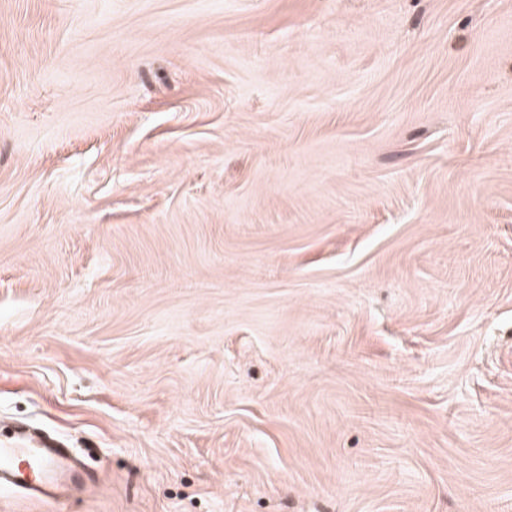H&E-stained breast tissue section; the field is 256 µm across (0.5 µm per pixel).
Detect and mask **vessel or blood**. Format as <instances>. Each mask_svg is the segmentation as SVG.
Segmentation results:
<instances>
[{
  "instance_id": "b4317fda",
  "label": "vessel or blood",
  "mask_w": 512,
  "mask_h": 512,
  "mask_svg": "<svg viewBox=\"0 0 512 512\" xmlns=\"http://www.w3.org/2000/svg\"><path fill=\"white\" fill-rule=\"evenodd\" d=\"M98 481L54 442L20 437L0 443V488L58 504L64 488Z\"/></svg>"
}]
</instances>
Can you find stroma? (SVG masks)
<instances>
[{"instance_id":"obj_1","label":"stroma","mask_w":512,"mask_h":512,"mask_svg":"<svg viewBox=\"0 0 512 512\" xmlns=\"http://www.w3.org/2000/svg\"><path fill=\"white\" fill-rule=\"evenodd\" d=\"M64 512H512V0H0V441ZM90 483L98 484V475L85 470L54 442L17 436L0 443V488L60 505L65 499L62 489Z\"/></svg>"}]
</instances>
